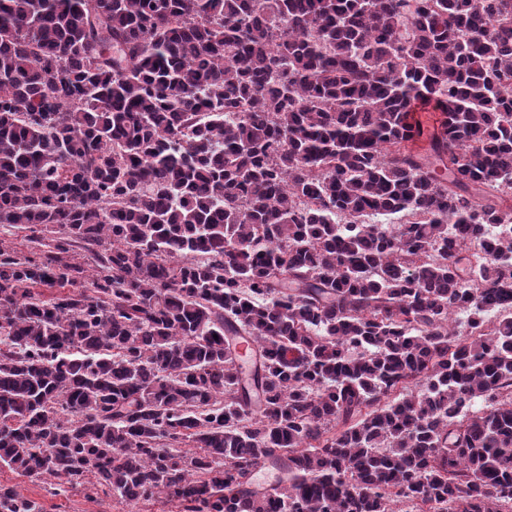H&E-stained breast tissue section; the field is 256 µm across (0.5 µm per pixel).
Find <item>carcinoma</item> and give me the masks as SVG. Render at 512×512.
<instances>
[{
  "label": "carcinoma",
  "mask_w": 512,
  "mask_h": 512,
  "mask_svg": "<svg viewBox=\"0 0 512 512\" xmlns=\"http://www.w3.org/2000/svg\"><path fill=\"white\" fill-rule=\"evenodd\" d=\"M0 230V466L127 512L512 508V0H0Z\"/></svg>",
  "instance_id": "1"
}]
</instances>
